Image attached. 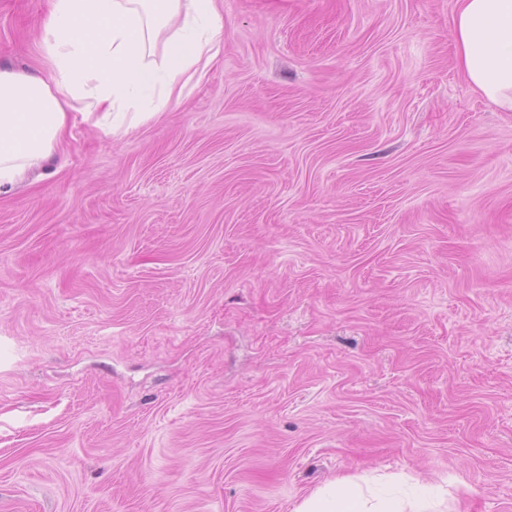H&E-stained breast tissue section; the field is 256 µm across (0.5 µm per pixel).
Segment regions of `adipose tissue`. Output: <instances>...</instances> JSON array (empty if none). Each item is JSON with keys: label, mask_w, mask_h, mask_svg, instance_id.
Returning <instances> with one entry per match:
<instances>
[{"label": "adipose tissue", "mask_w": 512, "mask_h": 512, "mask_svg": "<svg viewBox=\"0 0 512 512\" xmlns=\"http://www.w3.org/2000/svg\"><path fill=\"white\" fill-rule=\"evenodd\" d=\"M215 0H53L42 28L46 75L0 69V192L53 157L78 110L103 113L113 128L156 114L155 87L180 97L202 79L223 41ZM456 58L489 102L512 111V0H456ZM428 490L416 498L366 496L340 478L313 491L294 512H432Z\"/></svg>", "instance_id": "obj_1"}]
</instances>
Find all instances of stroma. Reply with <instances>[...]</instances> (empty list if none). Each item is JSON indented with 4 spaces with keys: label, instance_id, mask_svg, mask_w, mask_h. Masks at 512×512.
I'll return each instance as SVG.
<instances>
[{
    "label": "stroma",
    "instance_id": "stroma-1",
    "mask_svg": "<svg viewBox=\"0 0 512 512\" xmlns=\"http://www.w3.org/2000/svg\"><path fill=\"white\" fill-rule=\"evenodd\" d=\"M121 134L0 195V512H294L341 478L512 512V112L456 0H216ZM50 0H0L43 72Z\"/></svg>",
    "mask_w": 512,
    "mask_h": 512
}]
</instances>
